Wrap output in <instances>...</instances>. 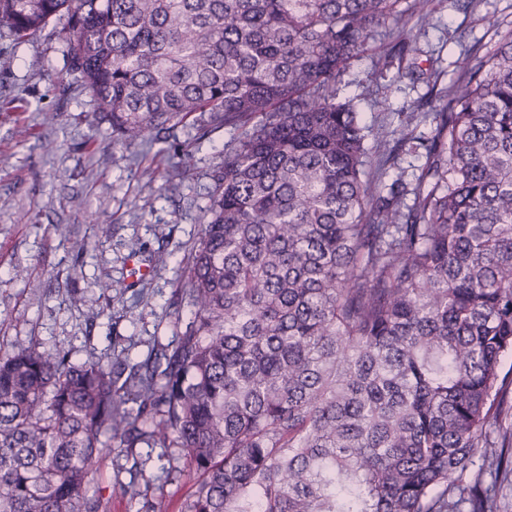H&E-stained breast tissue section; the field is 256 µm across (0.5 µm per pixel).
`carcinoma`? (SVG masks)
<instances>
[{"mask_svg": "<svg viewBox=\"0 0 512 512\" xmlns=\"http://www.w3.org/2000/svg\"><path fill=\"white\" fill-rule=\"evenodd\" d=\"M428 2L0 0L17 44L66 19L67 71L112 135L196 112L240 131L172 348L119 370L36 344L0 358V512H109L91 475L139 443L181 450L187 512H499L512 30L448 90L405 212L339 99L371 33Z\"/></svg>", "mask_w": 512, "mask_h": 512, "instance_id": "obj_1", "label": "carcinoma"}]
</instances>
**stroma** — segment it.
Listing matches in <instances>:
<instances>
[{"mask_svg": "<svg viewBox=\"0 0 512 512\" xmlns=\"http://www.w3.org/2000/svg\"><path fill=\"white\" fill-rule=\"evenodd\" d=\"M430 8L429 22L409 13L378 28L342 76L367 146L386 159L375 175L386 186L401 180L407 206L426 155L402 130L434 135V116L468 54L493 51L512 29V0H473L466 11L432 0ZM62 28L50 23L18 46L0 39V353L35 343L77 363L142 361L185 329L182 258L201 233L212 177L239 133L188 123L131 144L113 140L66 72ZM402 38L411 51L391 53ZM48 112L57 113L54 124H44ZM75 196L83 209L72 207ZM138 256L151 272L136 279L130 267ZM24 271L42 280L40 291L25 288ZM103 280L111 294L102 293ZM76 295L81 304H72ZM146 452L141 445L104 457L94 488L110 496L115 482L129 486L110 512H184L186 477L165 475L157 460L136 469Z\"/></svg>", "mask_w": 512, "mask_h": 512, "instance_id": "1", "label": "stroma"}]
</instances>
